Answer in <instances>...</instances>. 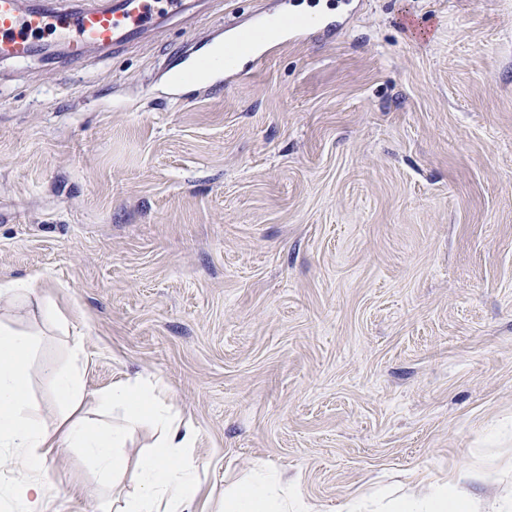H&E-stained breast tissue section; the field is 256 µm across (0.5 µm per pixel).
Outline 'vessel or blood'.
<instances>
[{"label": "vessel or blood", "mask_w": 512, "mask_h": 512, "mask_svg": "<svg viewBox=\"0 0 512 512\" xmlns=\"http://www.w3.org/2000/svg\"><path fill=\"white\" fill-rule=\"evenodd\" d=\"M188 8L187 0H61L55 7L0 0V61L32 58L38 52L37 35L45 32L56 35L58 47L71 57L92 49H116ZM344 16L341 10L332 19L320 12L297 16L266 10L256 25L244 30L243 38L257 45L283 27L292 37L326 28L339 30Z\"/></svg>", "instance_id": "obj_1"}]
</instances>
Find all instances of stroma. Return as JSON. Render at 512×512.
Listing matches in <instances>:
<instances>
[{
  "label": "stroma",
  "mask_w": 512,
  "mask_h": 512,
  "mask_svg": "<svg viewBox=\"0 0 512 512\" xmlns=\"http://www.w3.org/2000/svg\"><path fill=\"white\" fill-rule=\"evenodd\" d=\"M121 51L0 63V281L46 276L93 393L142 375L200 438V507L258 461L317 512L495 466L512 512V0H354L227 77L190 0ZM45 512H100L79 450Z\"/></svg>",
  "instance_id": "1"
}]
</instances>
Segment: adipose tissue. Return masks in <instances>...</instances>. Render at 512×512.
Masks as SVG:
<instances>
[{"instance_id":"1","label":"adipose tissue","mask_w":512,"mask_h":512,"mask_svg":"<svg viewBox=\"0 0 512 512\" xmlns=\"http://www.w3.org/2000/svg\"><path fill=\"white\" fill-rule=\"evenodd\" d=\"M0 301L35 312L42 325L65 336L74 326L56 301L43 294L36 280L0 282ZM37 367L58 406L54 425H46L31 393L30 367ZM162 381L135 376L114 382L98 393L109 421L86 416L88 396L77 364L67 366L44 356L34 332L0 324V448L7 449L16 478L9 489L22 512H43L46 465L68 448L80 449L102 485L120 481L129 466L124 453L137 425L154 426L158 438L136 468V488L112 500L113 512H198V464L190 452L196 432L182 425L164 400ZM490 466L462 470L457 478L429 485L422 496H391L387 512H477L468 486L494 481ZM217 512H314L312 504L289 488L281 474L255 464L241 484L225 488Z\"/></svg>"}]
</instances>
